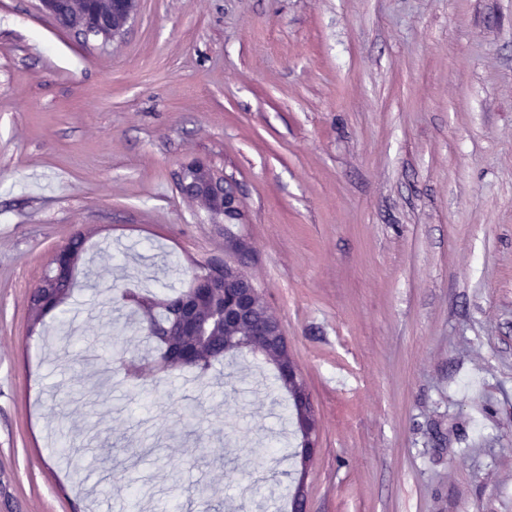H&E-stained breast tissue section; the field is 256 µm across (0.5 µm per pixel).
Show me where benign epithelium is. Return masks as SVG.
<instances>
[{
  "label": "benign epithelium",
  "mask_w": 512,
  "mask_h": 512,
  "mask_svg": "<svg viewBox=\"0 0 512 512\" xmlns=\"http://www.w3.org/2000/svg\"><path fill=\"white\" fill-rule=\"evenodd\" d=\"M139 0H106V8L112 11V26L104 31L87 29L84 14L71 19L70 33L77 40L87 42L94 38L105 46L122 37L138 12ZM182 195L200 199L209 197L215 209L212 213L220 217V224L243 223L244 210L239 197L224 179V175L213 167L202 164L183 169L178 176ZM228 247L235 260L208 266L204 272L193 277L192 285L185 292L179 312L180 335L189 336L200 321V312L210 305L218 288H226L232 294L231 303L224 308V318L234 319L249 327L250 335L259 337L255 352L266 354L275 348L288 346L279 321L264 307L261 293L244 269L251 246L241 240H231ZM198 347L190 341L179 345L167 358V363L181 366L195 362ZM285 384L296 401L298 425L304 435L299 457L300 476L294 494V506L298 512L305 504L304 475L308 464L316 453V410L306 386L293 361L282 364Z\"/></svg>",
  "instance_id": "obj_1"
}]
</instances>
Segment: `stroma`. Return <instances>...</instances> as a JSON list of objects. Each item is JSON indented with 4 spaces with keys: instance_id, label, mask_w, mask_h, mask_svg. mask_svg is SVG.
Here are the masks:
<instances>
[{
    "instance_id": "35a3bbf8",
    "label": "stroma",
    "mask_w": 512,
    "mask_h": 512,
    "mask_svg": "<svg viewBox=\"0 0 512 512\" xmlns=\"http://www.w3.org/2000/svg\"><path fill=\"white\" fill-rule=\"evenodd\" d=\"M194 159L244 223L181 195ZM228 233L312 396L304 470L260 356L170 371L132 336L70 394L62 321L98 347ZM63 422L111 465L68 467ZM299 478L305 512H512V0H141L107 46L0 0V512H292ZM74 267L70 269L66 265L54 264L53 267L51 268L50 275L52 278H56L57 280L55 283V288H57L60 291V296L55 297L51 301L48 308L46 309V314L59 307L61 304L64 303L65 299L68 298L73 288V271L76 268Z\"/></svg>"
}]
</instances>
